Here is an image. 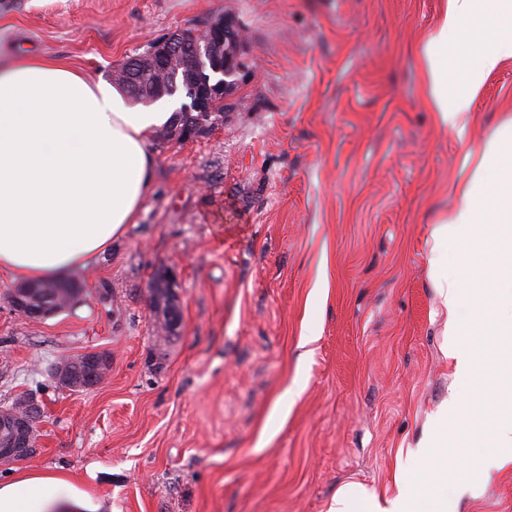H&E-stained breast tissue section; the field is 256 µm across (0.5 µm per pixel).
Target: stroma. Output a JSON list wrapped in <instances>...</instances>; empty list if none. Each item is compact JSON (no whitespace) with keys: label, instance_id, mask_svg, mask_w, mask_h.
Listing matches in <instances>:
<instances>
[{"label":"stroma","instance_id":"1","mask_svg":"<svg viewBox=\"0 0 512 512\" xmlns=\"http://www.w3.org/2000/svg\"><path fill=\"white\" fill-rule=\"evenodd\" d=\"M442 2L0 0L1 59L107 78L163 35L225 18L254 70L223 126L151 140L138 221L71 275L77 304L28 319L0 273V404L43 403L37 452L0 466V486L65 478L84 493L76 512H328L348 484L394 492L400 450L460 386L428 273L434 222L470 174L466 152L512 117V60L465 128L430 112L416 47ZM169 268L182 325L166 341L149 285ZM90 349L112 354L104 384L56 389L49 365ZM448 498L452 512H512V466Z\"/></svg>","mask_w":512,"mask_h":512}]
</instances>
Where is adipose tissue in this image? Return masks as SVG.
Returning <instances> with one entry per match:
<instances>
[{
  "mask_svg": "<svg viewBox=\"0 0 512 512\" xmlns=\"http://www.w3.org/2000/svg\"><path fill=\"white\" fill-rule=\"evenodd\" d=\"M418 55L438 122L465 124L484 78L512 58V0H445ZM173 118L58 60L0 64V272L47 282L98 264L136 223L154 180L148 144ZM466 159L471 174L438 218L429 258L443 351L465 389L450 392L427 439L407 450L395 494L347 485L328 512H448L449 486L466 478L448 455L512 464V362L502 360L512 352V135ZM453 241L469 277L448 267ZM48 487L80 497L62 478L35 475L0 487V512H43Z\"/></svg>",
  "mask_w": 512,
  "mask_h": 512,
  "instance_id": "1",
  "label": "adipose tissue"
}]
</instances>
